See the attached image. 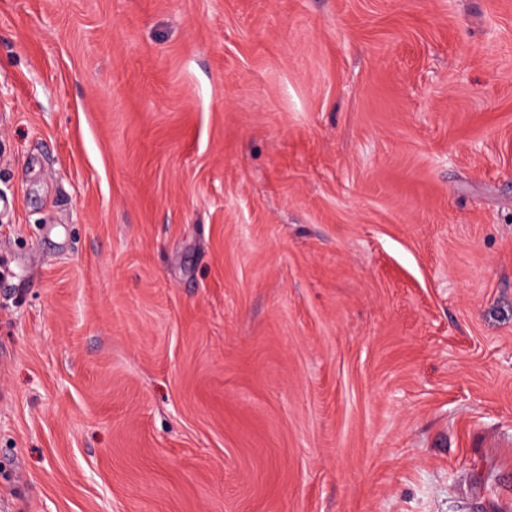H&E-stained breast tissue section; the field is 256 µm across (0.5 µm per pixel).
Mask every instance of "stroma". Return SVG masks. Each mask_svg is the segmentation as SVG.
<instances>
[{
  "label": "stroma",
  "instance_id": "stroma-1",
  "mask_svg": "<svg viewBox=\"0 0 512 512\" xmlns=\"http://www.w3.org/2000/svg\"><path fill=\"white\" fill-rule=\"evenodd\" d=\"M0 512H512V0H0Z\"/></svg>",
  "mask_w": 512,
  "mask_h": 512
}]
</instances>
